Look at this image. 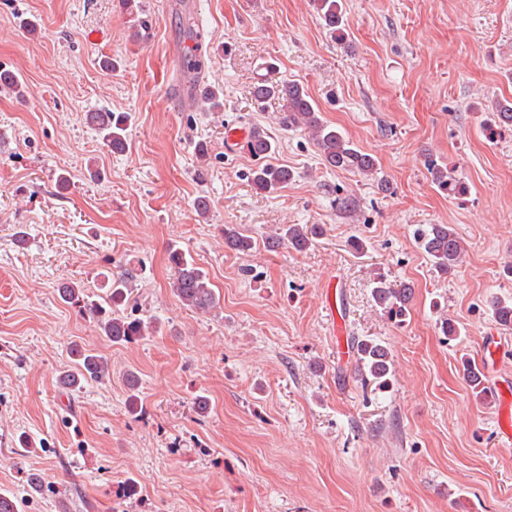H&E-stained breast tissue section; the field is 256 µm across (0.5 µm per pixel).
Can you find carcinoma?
Instances as JSON below:
<instances>
[{
  "label": "carcinoma",
  "mask_w": 512,
  "mask_h": 512,
  "mask_svg": "<svg viewBox=\"0 0 512 512\" xmlns=\"http://www.w3.org/2000/svg\"><path fill=\"white\" fill-rule=\"evenodd\" d=\"M316 9L331 33L345 38L343 0H315ZM255 102L264 104L269 100L285 102L283 123L303 130L318 148L326 165L332 168L356 172L366 177L377 173V161L362 152L350 139L338 130L330 127L321 117L317 105L305 87L295 81L284 83L260 82L252 91ZM494 118L499 127L512 130V99L503 98L492 104ZM89 125L98 130L106 145L114 152H123L128 146V128L130 117L120 112H89L86 114ZM253 156L264 158L272 152L269 137L260 130L254 131V139L249 143ZM432 180L440 189L456 195L464 189L454 170L430 166ZM293 179L292 172L281 166L260 165L252 172L251 182L256 189L271 192L288 184ZM317 228L301 224H288L266 238L269 248L286 245L302 252L313 245ZM419 247L427 255L433 266L443 274L451 272L461 262L464 245L458 234L447 224H430L417 235ZM224 247L235 253H248L254 247V240L235 229H224ZM169 260L175 270L173 293L184 305L198 312H208L218 305V299L207 274L187 257L186 253L173 248ZM136 278L134 269H127L123 275L112 280L107 294L108 307L89 304V311L97 318L102 334L114 344L121 345L155 328L154 323L121 313L132 292V282ZM60 299L65 303L85 301V290L74 282L64 283L57 288ZM413 288L409 284L395 285L384 275L377 274L372 279L371 295L375 304L390 316H405L410 303ZM495 322L504 327H512V299H497L492 303ZM356 349V365L361 379L371 381L380 388L390 386L393 368L385 346L373 338L357 339L353 343ZM71 355L76 357V371L65 375V384L71 387L80 385V381L99 382L110 377V366L100 355L72 348Z\"/></svg>",
  "instance_id": "cac0c4a2"
}]
</instances>
